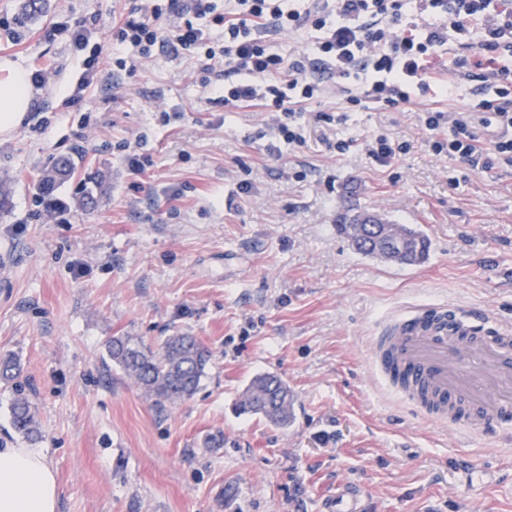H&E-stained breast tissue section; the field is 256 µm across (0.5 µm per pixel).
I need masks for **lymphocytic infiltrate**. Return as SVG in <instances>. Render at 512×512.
<instances>
[{"instance_id":"obj_1","label":"lymphocytic infiltrate","mask_w":512,"mask_h":512,"mask_svg":"<svg viewBox=\"0 0 512 512\" xmlns=\"http://www.w3.org/2000/svg\"><path fill=\"white\" fill-rule=\"evenodd\" d=\"M140 0L112 23V65L126 70L129 50L196 54L203 85L225 106H257L267 122L257 139L281 156L304 146L310 126L344 123L345 114L318 111L303 121L300 104L320 98L327 72L350 107L395 110L417 95L447 94L450 79L435 60L450 41H471L473 55L453 61V78L480 82L475 107L420 115L435 154L471 168L512 165V0ZM224 30L212 36L203 18ZM318 32L314 53L274 51L270 31ZM492 137H485V130Z\"/></svg>"}]
</instances>
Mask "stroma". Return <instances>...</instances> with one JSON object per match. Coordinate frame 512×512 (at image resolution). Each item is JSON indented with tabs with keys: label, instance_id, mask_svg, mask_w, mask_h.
<instances>
[{
	"label": "stroma",
	"instance_id": "obj_1",
	"mask_svg": "<svg viewBox=\"0 0 512 512\" xmlns=\"http://www.w3.org/2000/svg\"><path fill=\"white\" fill-rule=\"evenodd\" d=\"M21 2L0 0V63L49 76L0 140V358L20 364L16 386L0 382V444L45 453L58 512H325L344 480L362 484L363 512H512V428L486 435L416 415L369 362L374 330L416 306L457 305L512 329V167L472 171L433 154L418 122L425 108L475 104L473 84L350 113L277 160L255 137L264 113L211 100L191 55L158 48L113 71L109 22L131 0H47L24 23ZM93 17L100 73L81 90L87 54L53 29ZM380 133L410 144L386 167L361 146ZM324 135L351 147L330 152ZM135 140L152 160L139 176L121 149ZM61 156L73 170L48 199L69 221L55 224L34 193ZM350 205L416 225L427 261L357 254L336 230ZM176 330L211 362L193 398L159 407L107 344L133 336L154 349ZM264 373L294 394L288 427L236 409ZM17 386L41 439L13 427Z\"/></svg>",
	"mask_w": 512,
	"mask_h": 512
}]
</instances>
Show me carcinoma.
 Here are the masks:
<instances>
[{
	"label": "carcinoma",
	"mask_w": 512,
	"mask_h": 512,
	"mask_svg": "<svg viewBox=\"0 0 512 512\" xmlns=\"http://www.w3.org/2000/svg\"><path fill=\"white\" fill-rule=\"evenodd\" d=\"M71 170L70 158L59 157L40 174L38 184L50 188L66 179ZM371 217L370 211L358 207L346 209L336 217L338 233L348 239L354 251L403 265H419L427 260L431 246L428 236L407 224H397L379 215L376 216L378 227L394 231L400 238L401 247L393 250L383 242L368 245L373 235L371 231L366 238L358 239L360 220ZM107 352L112 362L134 377L160 407L190 399L199 389L211 360L207 349L193 336L180 331L165 337L155 352L131 336L112 338ZM18 373L19 366L14 358L8 356L0 360L1 381L11 383ZM293 402L294 396L287 383L275 375L263 374L250 381L237 409L243 414L262 415L270 422L286 427L293 419ZM11 415L19 434L30 440L39 436L36 408L19 389L11 404Z\"/></svg>",
	"instance_id": "1"
}]
</instances>
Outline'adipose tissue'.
Returning a JSON list of instances; mask_svg holds the SVG:
<instances>
[{
  "instance_id": "1",
  "label": "adipose tissue",
  "mask_w": 512,
  "mask_h": 512,
  "mask_svg": "<svg viewBox=\"0 0 512 512\" xmlns=\"http://www.w3.org/2000/svg\"><path fill=\"white\" fill-rule=\"evenodd\" d=\"M32 99L26 70L0 68V137L23 122ZM59 487L45 454L33 448L0 447V512H57Z\"/></svg>"
}]
</instances>
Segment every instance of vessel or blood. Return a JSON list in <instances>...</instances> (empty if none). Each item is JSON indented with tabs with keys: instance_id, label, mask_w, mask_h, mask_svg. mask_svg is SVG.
<instances>
[{
	"instance_id": "b4317fda",
	"label": "vessel or blood",
	"mask_w": 512,
	"mask_h": 512,
	"mask_svg": "<svg viewBox=\"0 0 512 512\" xmlns=\"http://www.w3.org/2000/svg\"><path fill=\"white\" fill-rule=\"evenodd\" d=\"M482 314L429 305L386 322L370 362L410 409L486 431L512 425V331Z\"/></svg>"
}]
</instances>
